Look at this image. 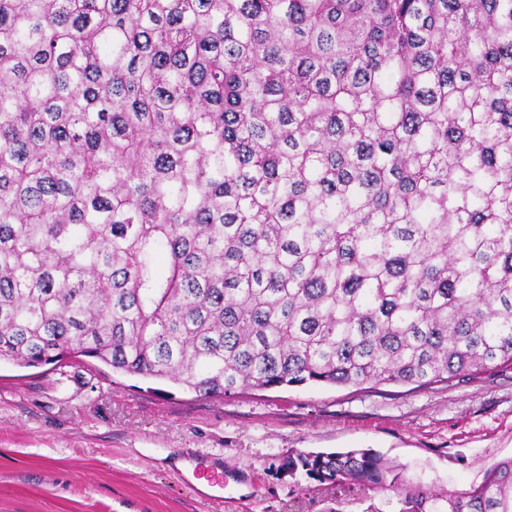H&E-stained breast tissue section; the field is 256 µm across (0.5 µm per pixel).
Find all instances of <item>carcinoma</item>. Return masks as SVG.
Here are the masks:
<instances>
[{"instance_id":"carcinoma-1","label":"carcinoma","mask_w":512,"mask_h":512,"mask_svg":"<svg viewBox=\"0 0 512 512\" xmlns=\"http://www.w3.org/2000/svg\"><path fill=\"white\" fill-rule=\"evenodd\" d=\"M201 396L512 362V0H0V360ZM397 512L370 448L288 461Z\"/></svg>"}]
</instances>
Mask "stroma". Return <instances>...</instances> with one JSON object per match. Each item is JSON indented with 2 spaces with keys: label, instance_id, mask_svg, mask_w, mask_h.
I'll return each instance as SVG.
<instances>
[{
  "label": "stroma",
  "instance_id": "1",
  "mask_svg": "<svg viewBox=\"0 0 512 512\" xmlns=\"http://www.w3.org/2000/svg\"><path fill=\"white\" fill-rule=\"evenodd\" d=\"M371 448L444 494L512 457V363L422 387L301 385L203 397L89 358L0 361V512H395L393 495L288 472L303 451ZM224 497H200L211 471ZM197 472L194 486L183 483Z\"/></svg>",
  "mask_w": 512,
  "mask_h": 512
}]
</instances>
